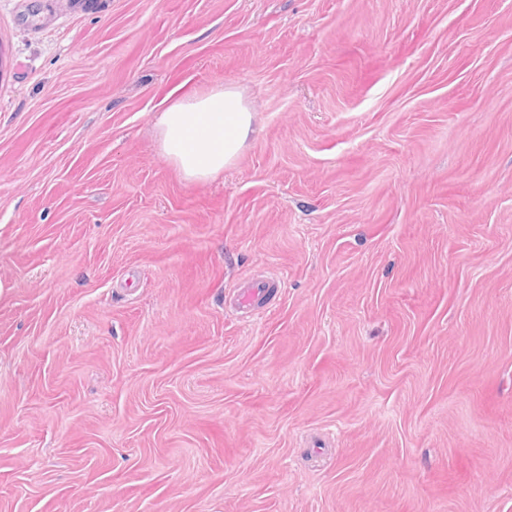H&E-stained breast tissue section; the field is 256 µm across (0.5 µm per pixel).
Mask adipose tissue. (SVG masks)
Wrapping results in <instances>:
<instances>
[{
  "instance_id": "obj_1",
  "label": "adipose tissue",
  "mask_w": 512,
  "mask_h": 512,
  "mask_svg": "<svg viewBox=\"0 0 512 512\" xmlns=\"http://www.w3.org/2000/svg\"><path fill=\"white\" fill-rule=\"evenodd\" d=\"M253 114L240 93L214 88L170 104L157 121L163 156L192 182L232 165L252 132Z\"/></svg>"
}]
</instances>
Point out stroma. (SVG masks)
<instances>
[{
    "label": "stroma",
    "mask_w": 512,
    "mask_h": 512,
    "mask_svg": "<svg viewBox=\"0 0 512 512\" xmlns=\"http://www.w3.org/2000/svg\"><path fill=\"white\" fill-rule=\"evenodd\" d=\"M0 512H512V0H0ZM252 113L240 93L224 87L178 100L157 121L162 155L186 180L207 182L240 156ZM278 287V281L272 277L258 276L252 278L246 285L236 287L228 294L230 305L237 311L245 314H256L264 307L263 299Z\"/></svg>",
    "instance_id": "obj_1"
}]
</instances>
